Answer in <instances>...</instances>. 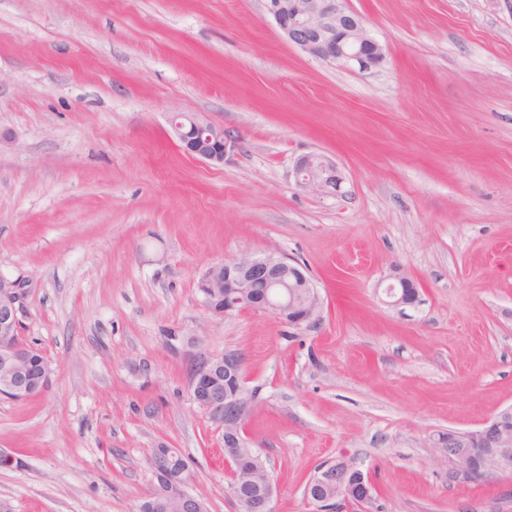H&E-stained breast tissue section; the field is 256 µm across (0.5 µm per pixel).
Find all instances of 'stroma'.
Wrapping results in <instances>:
<instances>
[{
  "mask_svg": "<svg viewBox=\"0 0 512 512\" xmlns=\"http://www.w3.org/2000/svg\"><path fill=\"white\" fill-rule=\"evenodd\" d=\"M348 4L384 48L367 73L289 45L263 0H0V275L53 370L0 397L14 512H135L154 448L236 512L196 349L244 358L274 512H309L340 455L384 512H512V475L463 482L434 446L512 405V0ZM177 113L223 127L222 165L181 149ZM312 152L344 196L296 185ZM269 254L313 279L314 327L207 311L209 266ZM398 273L417 306L387 305Z\"/></svg>",
  "mask_w": 512,
  "mask_h": 512,
  "instance_id": "obj_1",
  "label": "stroma"
}]
</instances>
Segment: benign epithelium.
I'll return each mask as SVG.
<instances>
[{
    "instance_id": "obj_1",
    "label": "benign epithelium",
    "mask_w": 512,
    "mask_h": 512,
    "mask_svg": "<svg viewBox=\"0 0 512 512\" xmlns=\"http://www.w3.org/2000/svg\"><path fill=\"white\" fill-rule=\"evenodd\" d=\"M268 15L289 45L324 62L345 65L360 73L377 67L383 47L347 0H264ZM181 147L192 157L222 164L233 148L224 128L178 115L171 121ZM297 185L321 196L342 194L344 176L335 161L312 153L298 159ZM386 295L394 307L419 303V289L410 278L397 274ZM204 301L221 288L223 305H206L217 317L244 310L267 312L297 329L320 320L323 300L312 279L299 265L284 257L241 256L210 266L199 281ZM23 288L0 275V395L29 400L49 386L52 370L38 349L19 339V312ZM244 359L236 353L193 356L190 394L224 442L227 494L238 512H274L277 483L259 452L248 445L246 420L253 399L246 393ZM435 447L451 465L452 474L465 482L481 483L512 473V406L473 430H453L439 436ZM182 454L165 448L152 461L160 474L156 487L145 496L137 512H208L205 503L187 490L184 470L177 466ZM303 496L311 512H333L357 502L362 512H378L375 487L357 462L341 456L323 463L308 478Z\"/></svg>"
}]
</instances>
